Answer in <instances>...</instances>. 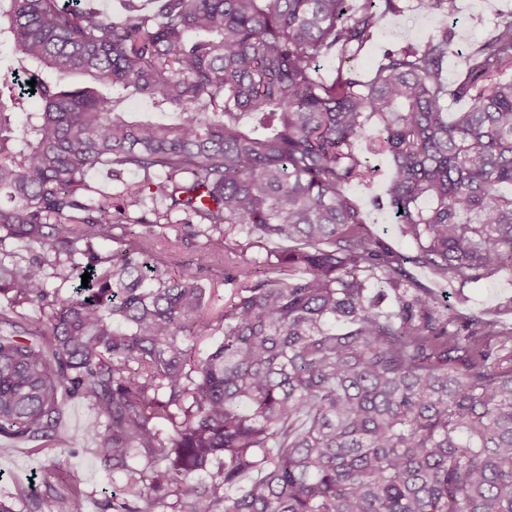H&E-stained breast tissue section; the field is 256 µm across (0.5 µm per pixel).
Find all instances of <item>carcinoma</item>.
I'll list each match as a JSON object with an SVG mask.
<instances>
[{
  "label": "carcinoma",
  "instance_id": "carcinoma-1",
  "mask_svg": "<svg viewBox=\"0 0 512 512\" xmlns=\"http://www.w3.org/2000/svg\"><path fill=\"white\" fill-rule=\"evenodd\" d=\"M423 7L451 17L457 0ZM401 11L159 0L114 21L0 0L19 63L0 80V437L50 440L59 396L91 403L97 455L126 478L112 512H512V327L407 268H430L458 304L512 272V11L458 53L451 86L446 27L365 79L344 69ZM131 96L168 118L118 111ZM450 100L468 109L450 117ZM371 156L391 167L375 205L413 256L351 196ZM99 167L122 188L92 190ZM174 216L224 264L217 327L198 273L154 262L153 227ZM256 231L289 246L253 261ZM11 241L41 255L18 259ZM214 329L222 341L196 356ZM52 512H84L80 491Z\"/></svg>",
  "mask_w": 512,
  "mask_h": 512
}]
</instances>
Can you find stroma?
<instances>
[{"mask_svg": "<svg viewBox=\"0 0 512 512\" xmlns=\"http://www.w3.org/2000/svg\"><path fill=\"white\" fill-rule=\"evenodd\" d=\"M403 13L388 16L376 39L353 59L352 65L361 74H368L386 50L408 42H422L441 27L454 33L459 47H467L485 35L498 13L512 10V0H458V13L448 19L423 10L420 0H403ZM351 194L368 209V220L374 234L399 253L410 256L413 244L397 231V221L391 212L372 208L374 196L381 194V183L353 185ZM180 260L202 265L201 281L210 286L209 310L222 313L230 296L221 268L206 262L199 245L181 247ZM474 310L485 312L487 318L512 326V273H496L481 284L470 288ZM97 420L93 407L84 400L62 397L58 426V442H17L0 438V498L12 502L15 512H48L52 489L58 486L60 475L76 481L86 497L85 512H106L114 493L125 485L123 475L106 470L85 432Z\"/></svg>", "mask_w": 512, "mask_h": 512, "instance_id": "1", "label": "stroma"}]
</instances>
